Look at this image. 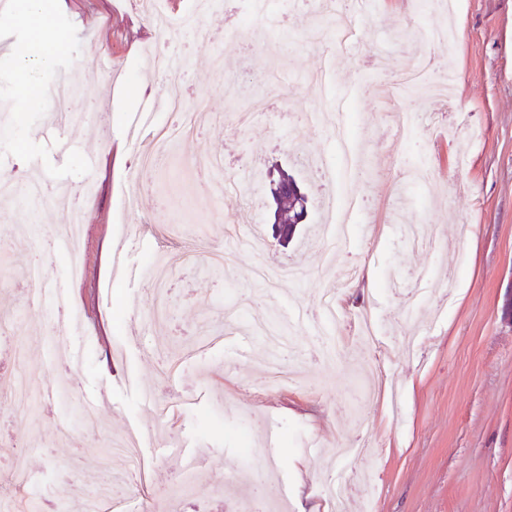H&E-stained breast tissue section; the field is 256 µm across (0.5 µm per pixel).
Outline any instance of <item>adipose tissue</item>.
I'll list each match as a JSON object with an SVG mask.
<instances>
[{"instance_id": "1", "label": "adipose tissue", "mask_w": 512, "mask_h": 512, "mask_svg": "<svg viewBox=\"0 0 512 512\" xmlns=\"http://www.w3.org/2000/svg\"><path fill=\"white\" fill-rule=\"evenodd\" d=\"M62 3L63 0H20L19 15L29 23L32 34L16 49L15 55L29 78L26 104L30 107H38L44 100V89L36 75L52 65L56 51L45 44L43 35L49 25L51 10L60 8Z\"/></svg>"}]
</instances>
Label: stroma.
<instances>
[{
    "label": "stroma",
    "mask_w": 512,
    "mask_h": 512,
    "mask_svg": "<svg viewBox=\"0 0 512 512\" xmlns=\"http://www.w3.org/2000/svg\"><path fill=\"white\" fill-rule=\"evenodd\" d=\"M0 0V101L19 108L22 75L13 47L29 35ZM313 0H271L254 36L228 44L226 30L249 20L251 0H215L198 29L171 35L140 11V0H65L45 34L58 46L54 64L39 79L81 83L69 125L68 152L43 137L45 110L26 112L14 133L0 135V181L37 178L54 191L69 190L82 206L85 240L78 253L62 243L42 257L47 296L32 312L15 286L29 262L16 252L9 283L0 285V357L24 348L41 384L33 409L9 404L13 374H0V458L18 460L29 474V496L41 512H83L103 483L101 446L136 434L147 481L113 483L126 512H239L252 498L259 474L276 476L277 512H512V0H457L448 21L455 38L419 45L403 40L416 24L440 22L421 13L417 0H379L377 10L348 16L351 46L324 61L304 30ZM430 56L452 78L448 98L408 97L407 111L432 114L405 144L383 130L393 98L392 77L417 53ZM180 54L175 73L163 60ZM328 68L335 87L326 93L307 77ZM179 91L202 103L208 122L191 138H172L163 162L143 172L139 154L154 149L135 117L154 98ZM258 97L275 106L245 127L226 115L249 113ZM344 125L360 154L363 174L346 176L357 207L344 260L363 262L366 292H354L331 334L342 345L339 362L324 360V337L301 328L296 308L319 305L335 287L340 266H324L319 238L327 180L295 159L327 157L336 144L330 128ZM215 166L200 179V162ZM425 164L424 182L407 167ZM278 165L307 195L308 217L282 243L273 232L266 173ZM235 176L223 197L206 181ZM56 199L36 217L0 207V240L21 225L47 235L65 221ZM385 235L369 242L371 225ZM258 231L261 252H237L224 276L205 272L211 252L228 237ZM169 258L168 321L154 318V265ZM274 268L297 264L304 281L257 284L258 259ZM376 317L379 345L362 341L364 310ZM274 322L277 345L254 334ZM237 325L250 357L237 359L236 338L193 356L185 347L215 324ZM299 370L295 386L269 381L266 361ZM383 391L362 400V370ZM151 386L155 407L141 386ZM274 427V455L264 432ZM368 444L371 478L344 506L326 495L332 475L351 476L336 446ZM200 450L202 472L189 478L179 451ZM84 468L71 471L73 453Z\"/></svg>",
    "instance_id": "obj_1"
}]
</instances>
